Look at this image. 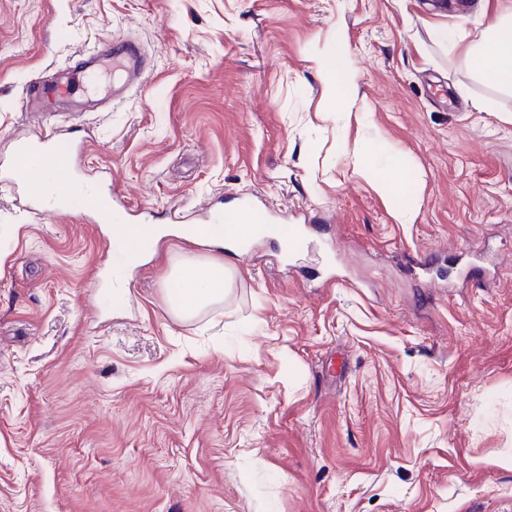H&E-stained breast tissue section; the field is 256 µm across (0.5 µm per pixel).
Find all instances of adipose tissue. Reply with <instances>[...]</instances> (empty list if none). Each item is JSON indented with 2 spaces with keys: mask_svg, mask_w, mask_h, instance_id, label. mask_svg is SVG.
<instances>
[{
  "mask_svg": "<svg viewBox=\"0 0 512 512\" xmlns=\"http://www.w3.org/2000/svg\"><path fill=\"white\" fill-rule=\"evenodd\" d=\"M434 38L449 51L478 60L484 82L512 90V0H499L498 11L478 42H467L462 29L445 26L435 28ZM316 64L329 89V103L345 106L356 90V72L344 34H337L335 49L317 57ZM173 278L176 287L170 297L171 307L177 314L190 316L224 300L234 270L223 258L212 257L179 266Z\"/></svg>",
  "mask_w": 512,
  "mask_h": 512,
  "instance_id": "obj_1",
  "label": "adipose tissue"
}]
</instances>
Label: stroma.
Listing matches in <instances>:
<instances>
[{
    "label": "stroma",
    "instance_id": "1",
    "mask_svg": "<svg viewBox=\"0 0 512 512\" xmlns=\"http://www.w3.org/2000/svg\"><path fill=\"white\" fill-rule=\"evenodd\" d=\"M495 2L0 0V161L60 130L127 223L169 229L131 262L117 226L0 185V512H512V93L430 32L477 41ZM340 32L363 125L316 70ZM123 38L149 62L124 95L106 74L85 111L27 107ZM394 172L415 223L375 187ZM236 195L308 245L264 240L176 319L170 269L210 248L170 230Z\"/></svg>",
    "mask_w": 512,
    "mask_h": 512
}]
</instances>
